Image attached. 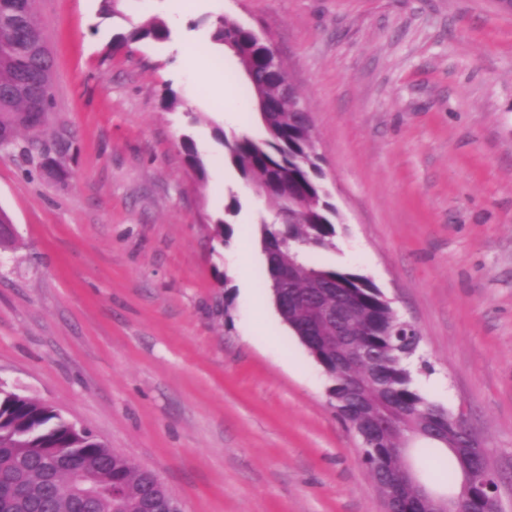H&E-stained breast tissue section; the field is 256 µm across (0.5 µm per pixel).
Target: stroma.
<instances>
[{
    "label": "stroma",
    "mask_w": 512,
    "mask_h": 512,
    "mask_svg": "<svg viewBox=\"0 0 512 512\" xmlns=\"http://www.w3.org/2000/svg\"><path fill=\"white\" fill-rule=\"evenodd\" d=\"M179 0H37L53 59L45 124L0 149V387L152 470L181 512H384L360 440L265 292L274 209L224 162L262 137L224 15L269 38L303 97L341 222L316 264L368 276L421 340V391L462 416L512 512V11L498 0H205L177 35L223 70L207 103L169 42L117 46ZM181 104H162L166 90ZM203 156L198 183L184 137ZM240 202L233 235L213 216Z\"/></svg>",
    "instance_id": "stroma-1"
}]
</instances>
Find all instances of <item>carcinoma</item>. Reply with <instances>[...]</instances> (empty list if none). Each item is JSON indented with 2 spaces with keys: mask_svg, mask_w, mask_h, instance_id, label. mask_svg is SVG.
<instances>
[{
  "mask_svg": "<svg viewBox=\"0 0 512 512\" xmlns=\"http://www.w3.org/2000/svg\"><path fill=\"white\" fill-rule=\"evenodd\" d=\"M34 0H0V133L16 143L18 133L31 124L27 114L38 103L49 104L52 79L50 58L44 55L45 33L27 24ZM233 39L235 57L250 60L255 79L250 91L261 89L272 111L259 117L265 137L242 135L228 139L224 131V161L247 183L267 187L275 219L261 227L268 281L278 269L291 267L288 286L291 305L281 312L295 336L306 324L307 304L321 299L351 305L350 321L336 331L367 352L366 363L356 369L342 366L335 350H321L316 361L331 381V407L346 423H364L372 406L389 410L403 425L425 434L419 447L442 448L452 455L455 473L474 465L480 450L469 447L454 414L429 400L416 385L407 364L419 345L418 336H401L399 318L382 291L367 276L314 264L310 253L335 246L339 215L322 184V157L317 153L310 120L301 112L278 108L285 71L267 72L270 45L253 30L230 17L216 20L212 39L222 45ZM169 29L149 21L131 28L120 39L135 43L145 39L164 41ZM187 156L200 182L206 179L205 163L190 137H184ZM405 431L371 441L360 461L375 482L389 487L398 481L402 467L401 439ZM78 474L108 477L124 486V498L112 502V487L105 483L91 498H78L70 487ZM476 487L465 512L490 508L484 492ZM405 512H430L426 500L408 485L396 488ZM165 492L153 472L134 467L124 456L108 448L87 431L79 432L50 406L7 389H0V512H155L152 503Z\"/></svg>",
  "mask_w": 512,
  "mask_h": 512,
  "instance_id": "carcinoma-1",
  "label": "carcinoma"
}]
</instances>
